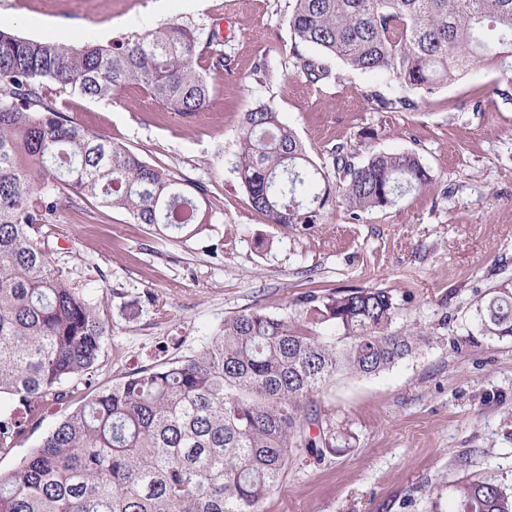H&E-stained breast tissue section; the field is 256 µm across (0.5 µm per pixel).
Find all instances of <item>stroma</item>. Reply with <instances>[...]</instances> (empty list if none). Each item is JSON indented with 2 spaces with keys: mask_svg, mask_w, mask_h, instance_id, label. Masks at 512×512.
Instances as JSON below:
<instances>
[{
  "mask_svg": "<svg viewBox=\"0 0 512 512\" xmlns=\"http://www.w3.org/2000/svg\"><path fill=\"white\" fill-rule=\"evenodd\" d=\"M0 0V29L68 45L110 44L177 21L200 38L220 31L232 72L211 75L210 103L192 120L128 87L105 99L62 95L70 118L123 142L150 164L203 185L220 208L212 238L161 240L155 229L91 197H61L58 256L104 309L96 385L197 353L225 317L261 306L281 313L309 290L391 289L396 330L432 341L371 377H343L318 409L350 424L352 448L315 457L299 451L263 512H446L455 485L487 479L512 490V341H465L477 296L512 272V99L492 92L500 74L471 71L417 110L381 111L367 97L397 93L387 77L330 60L314 84L294 71L291 0ZM266 71H256L259 61ZM490 90L474 111L476 90ZM295 130L316 165L337 144L357 161L408 152L434 184L383 210L338 207L306 232L267 223L252 209L233 165L243 116L259 104ZM165 302L155 315L151 298Z\"/></svg>",
  "mask_w": 512,
  "mask_h": 512,
  "instance_id": "stroma-1",
  "label": "stroma"
}]
</instances>
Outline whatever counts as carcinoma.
I'll return each mask as SVG.
<instances>
[{
	"instance_id": "1",
	"label": "carcinoma",
	"mask_w": 512,
	"mask_h": 512,
	"mask_svg": "<svg viewBox=\"0 0 512 512\" xmlns=\"http://www.w3.org/2000/svg\"><path fill=\"white\" fill-rule=\"evenodd\" d=\"M293 68L317 84L326 59L395 82L399 96L371 98L383 111L416 108L469 71L492 66L512 95V0H292ZM305 51H300V48ZM313 49L315 54L306 50ZM231 59L182 23L148 29L110 47L32 40L0 30V459L39 428L52 402L77 406L15 468L0 471V512H260L293 457L347 448L351 430L309 408L345 375L373 376L419 350L420 331H392L389 288L308 291L300 311L264 307L224 319L202 349L94 387L107 321L53 257L61 195L99 200L165 239L211 229L217 208L125 144L55 108L66 92L111 97L135 85L185 119L211 97L208 74ZM331 149L329 180L295 132L267 104L245 113L234 171L269 224L324 222L336 205L392 206L433 185L410 153ZM466 341L512 339V278L474 303ZM330 323L338 338L320 334ZM317 428L311 435V428ZM452 512H512V492L470 480Z\"/></svg>"
}]
</instances>
